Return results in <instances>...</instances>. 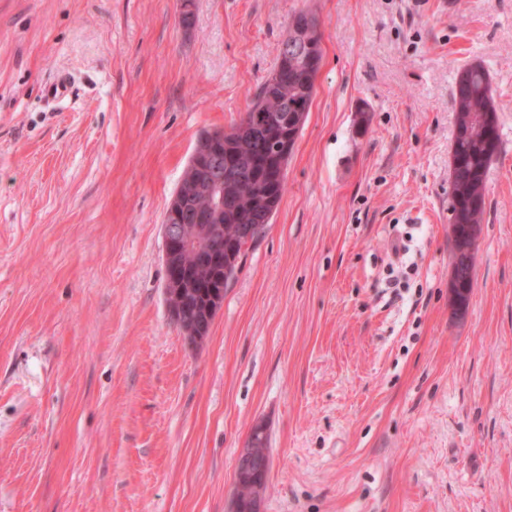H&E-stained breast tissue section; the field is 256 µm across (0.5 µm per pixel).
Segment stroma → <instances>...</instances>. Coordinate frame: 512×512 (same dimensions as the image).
I'll return each instance as SVG.
<instances>
[{"instance_id": "1", "label": "stroma", "mask_w": 512, "mask_h": 512, "mask_svg": "<svg viewBox=\"0 0 512 512\" xmlns=\"http://www.w3.org/2000/svg\"><path fill=\"white\" fill-rule=\"evenodd\" d=\"M192 2L0 0V512H229L259 424L265 512H512V0ZM301 11L322 60L286 191L193 346L164 216ZM473 63L501 143L457 318Z\"/></svg>"}]
</instances>
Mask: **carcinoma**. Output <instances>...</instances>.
I'll return each mask as SVG.
<instances>
[{
  "label": "carcinoma",
  "instance_id": "cac0c4a2",
  "mask_svg": "<svg viewBox=\"0 0 512 512\" xmlns=\"http://www.w3.org/2000/svg\"><path fill=\"white\" fill-rule=\"evenodd\" d=\"M302 35L310 37L309 44L287 34L279 49L277 69L222 145L212 146L209 132L200 134L182 182L209 181L219 160L247 172V176L238 182L232 204L218 220L213 218L204 196L196 195L188 200L191 217L181 222L185 235L194 234L198 215L206 224L219 222L224 225L225 245L240 255L247 241L246 236L239 234V225L270 223L285 193L286 176L273 184L269 182L266 155L272 153V143L284 127L285 118L309 111L322 58L317 19L303 28ZM489 86V74L478 63L463 68L455 80L453 98L458 134L454 136L452 149L459 163L450 174L449 211L456 224L480 226L488 171L500 147L497 108L493 96L484 94ZM219 306L220 303L211 300V289L199 284L189 294L185 308L171 320L181 329L188 322L206 335Z\"/></svg>",
  "mask_w": 512,
  "mask_h": 512
}]
</instances>
